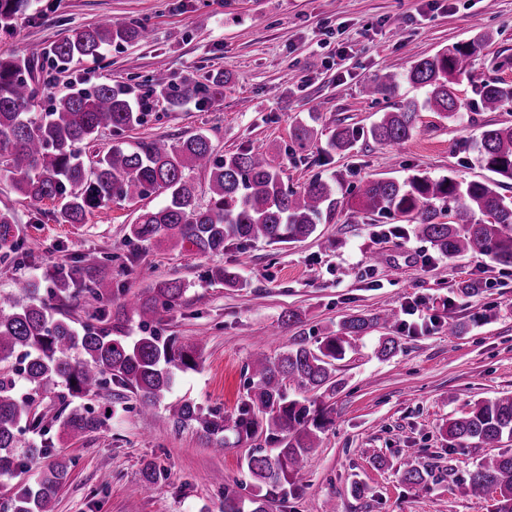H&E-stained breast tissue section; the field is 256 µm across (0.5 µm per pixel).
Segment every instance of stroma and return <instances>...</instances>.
Here are the masks:
<instances>
[{"label":"stroma","instance_id":"obj_1","mask_svg":"<svg viewBox=\"0 0 512 512\" xmlns=\"http://www.w3.org/2000/svg\"><path fill=\"white\" fill-rule=\"evenodd\" d=\"M107 18L145 26L149 36L112 44L94 61L53 60L50 50L67 29ZM480 35L485 48L455 86L460 118L420 111L416 131L396 150L371 139V125L392 104L425 94L404 84L390 98L372 99L363 93L370 78L404 71L416 57ZM0 53L42 59L34 82L37 111L51 97L103 83L140 104L143 123L101 130L83 150L86 162L117 144H174L202 133L219 157L242 149L265 153L295 189L318 176L335 177L340 200L304 242L234 244L199 256L129 242L139 207H157L162 197L115 200L93 209L86 223L62 224L52 217L58 202L24 200L2 182L0 208L14 211L30 257L20 264L0 260V293L80 262L112 294L104 305L88 295L71 300L67 312L81 325L102 306L117 318L125 294L180 280L182 304L160 313L156 327L197 345L200 365L178 373L170 398L227 411L246 394L256 352L275 355L300 339L313 346L338 332L347 315L393 310L396 324L375 328L336 362L340 388L327 401L332 423L273 512H495L496 494L472 496L468 475L482 459L512 453V440L459 446L445 427L474 401L512 391V266L481 255L444 257L402 221L348 203L369 178L402 180L417 172L489 178L475 140L485 125H512V110H480L476 90L488 78L512 81V67L502 64L512 57V0H32L27 16L0 33ZM216 80L224 84L222 97L199 95L176 107L153 92L158 82L179 88ZM301 122L319 131L303 148L293 139ZM339 125L359 131L353 148L341 154L327 145ZM226 267L237 272L236 286L217 279ZM473 281L479 292L461 294ZM291 311L297 322L284 324ZM383 336L399 344L387 360L375 354ZM135 403L125 399L105 426L83 438L52 429V458L34 461L27 477L37 480L52 461L67 464L54 512H223L225 486L253 495L246 461L255 441L230 443L218 454L192 427H175L164 406L144 415ZM409 459L428 468L425 485L402 483ZM150 462L168 476L146 489L142 469ZM218 473L225 485L213 482ZM357 483L364 498L351 494Z\"/></svg>","mask_w":512,"mask_h":512}]
</instances>
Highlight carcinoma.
I'll return each instance as SVG.
<instances>
[{
  "mask_svg": "<svg viewBox=\"0 0 512 512\" xmlns=\"http://www.w3.org/2000/svg\"><path fill=\"white\" fill-rule=\"evenodd\" d=\"M31 0H0V30L10 32ZM146 35L144 26L106 20L93 27H75L56 43L53 56L62 61L97 57L114 42H134ZM483 37L456 43L431 56H420L402 72H387L363 88L368 97H386L403 83L425 90L423 107L444 119L459 115L461 104L454 84L467 72ZM44 64L35 57L0 54V178L11 181L24 197L40 202L59 200L55 218L64 224H83L92 209L114 197L143 199L166 195L165 203L142 210L129 225V242L166 244L171 250L190 245L199 256L224 252L229 242L244 246L298 243L313 235L323 218L336 211L334 178L316 177L300 189L285 185L280 170L261 152L242 150L218 159L210 139L195 134L177 144L157 140L135 147H112L87 174L81 147L106 128H130L144 121L145 113L127 95L108 84L91 92H74L51 99L49 108L35 110V73ZM480 105L495 112L512 104V82L491 78L477 89ZM417 105L410 101L382 113L371 126V138L397 146L416 128ZM357 132L336 126L328 145L350 150ZM477 160L496 179L470 180L451 176L414 175L403 181L381 177L363 182L349 208L385 218L397 216L411 224L413 234L430 242L448 258L480 254L512 266V197L499 192L501 179L512 181V125H492L481 132ZM206 172L210 199L202 205L188 173ZM451 220L441 221L445 212ZM23 262L20 228L12 210L0 209V259ZM186 288L176 279L160 280L121 303L126 320L138 319L142 335L134 340L117 321L106 328L87 324L79 330L66 315L55 316L56 303L82 294L104 296L101 284L77 264L59 265L50 285L30 281L18 291L0 294V477L26 471L31 460L50 456L55 444L48 437L51 425L38 412L42 396L58 386L54 420L72 438H82L103 427L110 416L74 405L104 388L115 394L128 391L145 413L171 393L177 373L198 367L197 349L151 328L160 312L182 303ZM395 321L391 312L349 315L341 332L323 337L312 348L295 344L269 357L259 354L251 365L252 384L237 410L204 411L185 402L166 407L177 427L191 426L216 452L226 445L224 433L237 439L263 437L247 458L249 476L265 493L246 501L224 487V512H270L271 504L287 492L292 479L317 448L328 419L317 399L306 394H334L333 362L380 323ZM25 382L20 389L19 381ZM304 393L293 398L286 384ZM451 441L490 444L512 439V393L478 400L469 410L448 420ZM37 435L39 444L20 447L22 436ZM68 467L55 463L35 484L20 486L6 500L3 512H53L56 494ZM427 469L412 460L401 474L411 486L425 484ZM468 489L477 497L499 494L497 512H512V454L483 459L470 473Z\"/></svg>",
  "mask_w": 512,
  "mask_h": 512,
  "instance_id": "1",
  "label": "carcinoma"
}]
</instances>
